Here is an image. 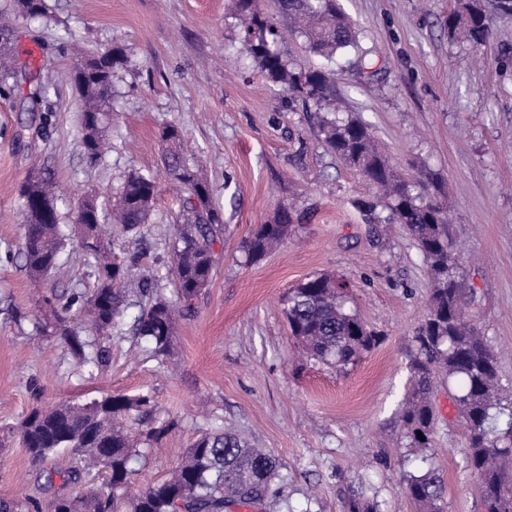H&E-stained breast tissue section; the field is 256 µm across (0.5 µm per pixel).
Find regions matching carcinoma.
<instances>
[{
  "instance_id": "carcinoma-1",
  "label": "carcinoma",
  "mask_w": 512,
  "mask_h": 512,
  "mask_svg": "<svg viewBox=\"0 0 512 512\" xmlns=\"http://www.w3.org/2000/svg\"><path fill=\"white\" fill-rule=\"evenodd\" d=\"M276 4L277 14L289 19L312 54L330 62L338 52L355 45V32L336 0H276ZM16 10L25 18H42L45 0H16ZM234 15L247 56L268 82L284 87L291 99L301 100L316 112L336 111L332 71L290 66L278 49L277 22L261 11L259 0H234ZM487 32L481 0H458L457 9L448 14V34L461 35L481 47ZM10 53L5 38L0 41V92L10 91L17 82V71L7 61ZM125 62L124 53L114 48L81 60L75 69L74 84L83 100L82 149L92 164L104 152L112 72ZM319 136L329 152L377 189V203L368 205L369 211H376L378 204L388 210L386 221L406 227L428 266L432 289L414 336L410 388L399 416L402 437L411 448L433 447L437 380L459 383L455 401L458 422L465 430L466 466L479 478L485 512H512V395L502 391L496 355L466 312L465 278L452 251L444 206L423 198L399 176L361 119L324 116ZM161 140L160 164L182 193L183 211L170 266L173 297L161 295L151 278L138 281L146 302L139 304L134 326L136 334L152 345L156 357L169 353L176 319L195 312L196 301L212 280L215 244L224 235V219L213 204L211 183L184 153L181 131L168 126ZM156 193L154 174H130L119 189L113 222L127 232L137 230L148 221ZM21 195L23 256L32 282L39 286L57 269L66 232L59 217L46 221L36 209L39 202L56 201L52 182L32 173ZM82 204L90 215L81 230L83 252L94 271L95 288L89 293L74 291L59 305L55 294L44 292L42 301L63 326L62 336L78 366L92 368L102 363L104 355L89 350L79 327L95 332L116 327L128 310L126 283L139 266L140 256L134 253L121 264L112 261L105 241V212L93 198L83 199ZM284 213L283 207L272 223L259 224L250 232L243 243L248 261L260 260L288 237L293 224L282 219ZM347 288L346 282L320 274L287 292L283 310L302 360L340 371L379 343L358 314L347 309ZM153 407L148 392L108 395L49 410L35 407L7 432L17 436L31 463L48 473V478L55 474L61 478L62 492L52 504L53 512H280L284 463L229 427L202 434L168 479L147 484L126 499L137 476L131 461L140 449L131 433L116 426L115 420L135 411L146 421ZM61 450L68 451L74 462L65 472L54 466ZM407 492L418 512H445L444 483L435 466L408 475ZM342 508L343 512H379L368 487L349 489ZM0 512H42V506L31 497L0 498Z\"/></svg>"
}]
</instances>
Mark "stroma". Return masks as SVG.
<instances>
[{
    "label": "stroma",
    "mask_w": 512,
    "mask_h": 512,
    "mask_svg": "<svg viewBox=\"0 0 512 512\" xmlns=\"http://www.w3.org/2000/svg\"><path fill=\"white\" fill-rule=\"evenodd\" d=\"M358 32L357 49L332 63L284 35L296 66H330L343 112L371 128L387 157L426 197L444 200L452 246L466 276L467 311L497 354L512 392V15L490 13L482 48L449 37L455 0H338ZM47 15L12 30L18 85L0 95V426L35 404L82 403L150 392L153 426L170 425L161 449L135 457L132 485L167 478L202 434L232 426L282 459L290 512H342L348 488H372L380 512H417L405 477L435 462L447 512H485L464 462V432L447 384L435 394L436 456L406 447L397 427L415 353L413 336L431 288L426 261L402 225L374 223V189L326 150L318 116L267 84L241 51L231 0H46ZM88 51L121 48L112 75L109 147L97 163L81 149L80 97L71 80ZM179 126L206 169L224 214V241L193 316L178 322L172 350L154 358L125 317L97 337L107 360L81 371L60 336H41L51 315L30 288L21 248L30 171L54 181L62 224L85 195L107 204L127 176L158 173L159 192L137 235L114 225L117 261L142 251L140 273L165 293L182 197L159 173L161 133ZM430 172L434 181L423 182ZM292 205L295 229L262 260L243 242ZM350 284L351 309L379 337L344 371L297 367L282 296L306 277ZM71 235L46 288H93ZM59 485L24 449L0 448V497L34 496L50 507Z\"/></svg>",
    "instance_id": "1"
}]
</instances>
